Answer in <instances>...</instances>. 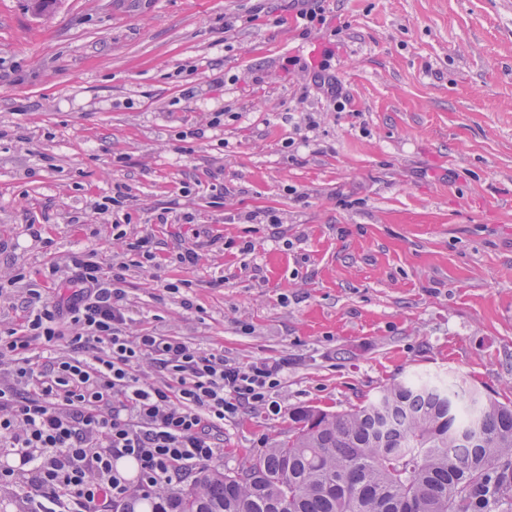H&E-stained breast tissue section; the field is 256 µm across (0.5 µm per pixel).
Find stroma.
Returning a JSON list of instances; mask_svg holds the SVG:
<instances>
[{
    "instance_id": "obj_1",
    "label": "stroma",
    "mask_w": 512,
    "mask_h": 512,
    "mask_svg": "<svg viewBox=\"0 0 512 512\" xmlns=\"http://www.w3.org/2000/svg\"><path fill=\"white\" fill-rule=\"evenodd\" d=\"M33 3L0 0V326L32 285L65 300L82 248L129 263V335L287 360L279 414L225 422V473L296 408L394 380L512 400V0H324L308 31L300 0ZM328 50L341 109L312 79ZM116 220L184 289L131 265Z\"/></svg>"
}]
</instances>
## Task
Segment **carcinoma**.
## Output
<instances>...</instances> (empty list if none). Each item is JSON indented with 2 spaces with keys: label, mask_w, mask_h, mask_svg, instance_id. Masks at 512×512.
<instances>
[{
  "label": "carcinoma",
  "mask_w": 512,
  "mask_h": 512,
  "mask_svg": "<svg viewBox=\"0 0 512 512\" xmlns=\"http://www.w3.org/2000/svg\"><path fill=\"white\" fill-rule=\"evenodd\" d=\"M158 499L152 512H499L512 502V402L400 381L345 410L299 407L264 454Z\"/></svg>",
  "instance_id": "1"
}]
</instances>
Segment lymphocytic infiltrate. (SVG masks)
Instances as JSON below:
<instances>
[{
	"mask_svg": "<svg viewBox=\"0 0 512 512\" xmlns=\"http://www.w3.org/2000/svg\"><path fill=\"white\" fill-rule=\"evenodd\" d=\"M67 265L65 301L28 289L19 327L0 328V447L17 459L0 468V485L24 489L23 512L129 507L223 458L226 419L279 413L286 362H232L178 336L127 335L128 264L105 269L77 250ZM123 458L135 479L118 471Z\"/></svg>",
	"mask_w": 512,
	"mask_h": 512,
	"instance_id": "f902f5d3",
	"label": "lymphocytic infiltrate"
}]
</instances>
